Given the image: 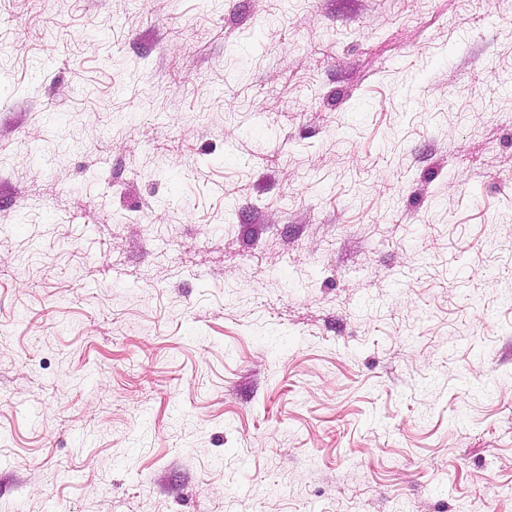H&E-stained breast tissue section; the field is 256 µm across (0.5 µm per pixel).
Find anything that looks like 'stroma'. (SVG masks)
<instances>
[{
  "mask_svg": "<svg viewBox=\"0 0 512 512\" xmlns=\"http://www.w3.org/2000/svg\"><path fill=\"white\" fill-rule=\"evenodd\" d=\"M0 512H512V4L0 0Z\"/></svg>",
  "mask_w": 512,
  "mask_h": 512,
  "instance_id": "35a3bbf8",
  "label": "stroma"
}]
</instances>
